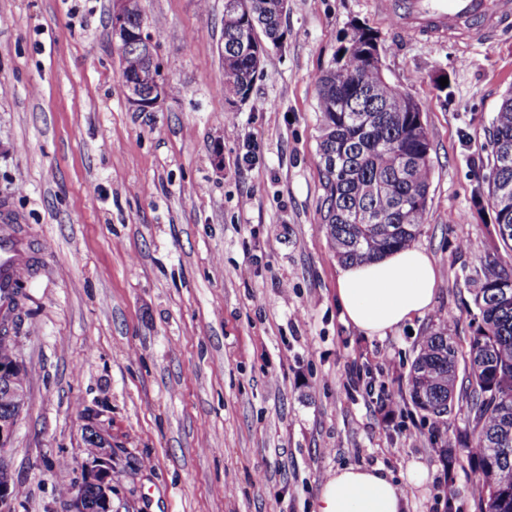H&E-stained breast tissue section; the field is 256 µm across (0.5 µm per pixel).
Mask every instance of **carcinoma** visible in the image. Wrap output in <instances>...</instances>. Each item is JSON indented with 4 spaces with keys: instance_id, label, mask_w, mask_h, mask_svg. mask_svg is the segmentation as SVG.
<instances>
[{
    "instance_id": "cac0c4a2",
    "label": "carcinoma",
    "mask_w": 512,
    "mask_h": 512,
    "mask_svg": "<svg viewBox=\"0 0 512 512\" xmlns=\"http://www.w3.org/2000/svg\"><path fill=\"white\" fill-rule=\"evenodd\" d=\"M250 14L224 13V93L244 102L255 74L254 58L242 43L262 30L269 41L284 35L278 0H250ZM376 37L358 28L348 55L317 80L322 118L319 155L326 189L324 223L343 263H362L411 243L427 218L430 175L428 133L418 123L423 108L385 75L366 69L362 54ZM142 65L140 53L121 50L120 74ZM487 196L512 193V90L492 121ZM336 169H329L330 157ZM498 236L512 250V214L495 212ZM478 310L468 352L459 355L444 328L423 338L409 371L412 404L448 427L459 398L465 400L469 431L460 452L446 441L439 453L467 464L480 489L479 512H512V275L487 257L477 272Z\"/></svg>"
}]
</instances>
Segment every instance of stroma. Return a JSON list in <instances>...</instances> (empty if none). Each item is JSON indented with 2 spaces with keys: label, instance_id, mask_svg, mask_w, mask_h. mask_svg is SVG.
I'll return each instance as SVG.
<instances>
[{
  "label": "stroma",
  "instance_id": "35a3bbf8",
  "mask_svg": "<svg viewBox=\"0 0 512 512\" xmlns=\"http://www.w3.org/2000/svg\"><path fill=\"white\" fill-rule=\"evenodd\" d=\"M142 8L179 89L157 112L125 101L112 0H0V202L23 215L33 266L27 405L0 449L16 512H66L88 408L112 437L118 512H314L349 466L393 474L406 512H479L470 470L433 451L464 436L465 403L434 428L408 374L433 330L466 348L486 254L512 273L482 183L512 29L448 41L404 33L375 0H288L285 43L232 106L224 0ZM353 22L377 33L431 142L415 243L434 302L383 337L347 324L323 220L316 81Z\"/></svg>",
  "mask_w": 512,
  "mask_h": 512
}]
</instances>
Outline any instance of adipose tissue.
Here are the masks:
<instances>
[{
	"label": "adipose tissue",
	"mask_w": 512,
	"mask_h": 512,
	"mask_svg": "<svg viewBox=\"0 0 512 512\" xmlns=\"http://www.w3.org/2000/svg\"><path fill=\"white\" fill-rule=\"evenodd\" d=\"M437 272L423 249L408 246L379 258L345 264L337 274L347 320L368 336H385L433 304ZM399 483L379 466H357L329 475L316 512H404Z\"/></svg>",
	"instance_id": "obj_1"
}]
</instances>
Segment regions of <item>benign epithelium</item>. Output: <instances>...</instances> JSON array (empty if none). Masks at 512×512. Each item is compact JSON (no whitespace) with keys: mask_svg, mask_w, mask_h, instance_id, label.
<instances>
[{"mask_svg":"<svg viewBox=\"0 0 512 512\" xmlns=\"http://www.w3.org/2000/svg\"><path fill=\"white\" fill-rule=\"evenodd\" d=\"M128 0H112V34L125 47L137 46L145 56L143 70L122 78L126 102L133 112H157L169 97L166 76L158 61L153 38L144 25L129 19ZM21 355H16L7 366L0 365V389L25 400L27 387L17 381L24 371ZM22 414L17 408L8 415L0 414V447L14 436ZM87 428L103 440V448L86 463L82 480L68 493L67 512H114L112 506V439L107 432L91 421ZM0 512H15V486L12 468L0 455Z\"/></svg>","mask_w":512,"mask_h":512,"instance_id":"benign-epithelium-1","label":"benign epithelium"}]
</instances>
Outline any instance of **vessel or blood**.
<instances>
[{
	"mask_svg": "<svg viewBox=\"0 0 512 512\" xmlns=\"http://www.w3.org/2000/svg\"><path fill=\"white\" fill-rule=\"evenodd\" d=\"M377 7L417 34L492 37L512 25V0H378ZM9 211V203H0V288L14 287L26 275V243L16 234Z\"/></svg>",
	"mask_w": 512,
	"mask_h": 512,
	"instance_id": "b4317fda",
	"label": "vessel or blood"
}]
</instances>
